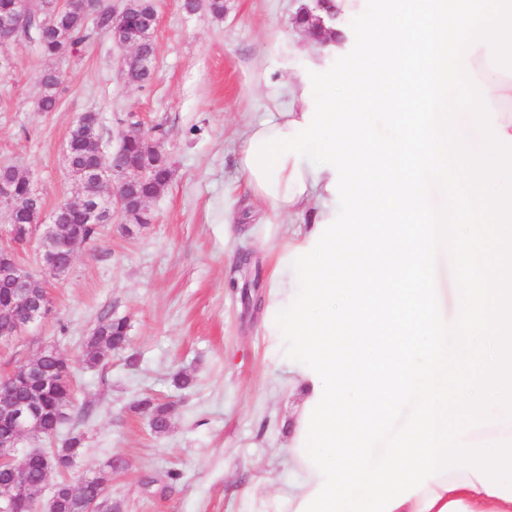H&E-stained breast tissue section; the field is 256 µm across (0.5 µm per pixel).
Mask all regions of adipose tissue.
<instances>
[{"mask_svg":"<svg viewBox=\"0 0 512 512\" xmlns=\"http://www.w3.org/2000/svg\"><path fill=\"white\" fill-rule=\"evenodd\" d=\"M305 88L303 78H296L288 87L289 102L286 109L274 119L247 126L241 140L240 156H247L253 140L280 131H295L297 122L303 121L310 108L303 95ZM239 170L247 191L266 206L265 223H282L291 209L299 207L312 211L309 231H317L320 222L331 219L335 205L327 189L332 178L330 170L317 173L307 163L298 164L294 159H287L278 175L277 193L273 196L259 186L247 165H240ZM296 171L300 172L301 181H292L291 176ZM291 450L295 478L276 495L279 512H296L300 502L314 491L319 482L315 469L310 468L300 457L299 445H292ZM393 512H512V501L487 494L476 476L463 470L429 480L421 492L394 508Z\"/></svg>","mask_w":512,"mask_h":512,"instance_id":"adipose-tissue-1","label":"adipose tissue"}]
</instances>
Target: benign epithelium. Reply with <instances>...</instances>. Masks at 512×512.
Instances as JSON below:
<instances>
[{
    "label": "benign epithelium",
    "mask_w": 512,
    "mask_h": 512,
    "mask_svg": "<svg viewBox=\"0 0 512 512\" xmlns=\"http://www.w3.org/2000/svg\"><path fill=\"white\" fill-rule=\"evenodd\" d=\"M112 38L117 43L131 49V55L139 54L137 46L130 44L122 37L126 25L124 11L112 10ZM300 20L309 23L308 31L312 38L318 39L326 32L322 18L305 9ZM138 137L141 147L136 152L127 151L128 142ZM157 145L150 142L149 136L143 132L134 134L126 131L120 136L117 153L126 155V163L121 167L110 165V158L99 153L98 165L92 175L102 187L109 188L104 202L90 205L84 200L78 202L65 201L57 209H77L84 213L87 222L105 224V217L112 216V206H117L124 216L135 215L127 205L124 196L125 188L133 183L147 179L150 168V155ZM22 207L11 186L0 184V210L13 224L15 213ZM39 241L40 249L53 255L52 262L42 264L41 270L31 272L11 258L12 250L0 251V261L5 263L4 274L10 282L11 292L5 301L6 312L0 313V343L10 342L23 334L27 327L44 319L51 312V298L48 284L51 280L66 273L73 265L76 257L85 248V243L77 238L69 237L57 222L45 224L42 221V209L35 206L31 210V221L25 229L22 240L16 245L23 246L31 240ZM44 352L21 363L13 373L0 381V409L10 421L8 432L0 434V512H30L34 497L41 491L43 482L56 469L58 454H45L34 459L41 466L42 482L32 485L28 482L25 468L18 465L16 447L25 437L38 438L43 429L39 419V394L31 389H22L21 381L37 375L42 376Z\"/></svg>",
    "instance_id": "benign-epithelium-1"
}]
</instances>
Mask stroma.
<instances>
[{"label": "stroma", "instance_id": "1", "mask_svg": "<svg viewBox=\"0 0 512 512\" xmlns=\"http://www.w3.org/2000/svg\"><path fill=\"white\" fill-rule=\"evenodd\" d=\"M307 3L226 0L216 18L207 0L192 12L183 0H154V76L143 86L124 84L130 50L108 35H92L62 60L43 56L25 34L6 51L0 167L30 177L44 214L81 194L64 145L82 113H98L107 153L131 127L161 132L171 165L169 185L146 204L149 223L129 235L115 214L50 286L51 314L0 344L1 377L44 348L78 362L102 314L128 320L126 350L79 365L75 419L18 445L22 455L47 452L81 431V458L64 477L78 482L121 457L107 496L123 512H271L292 480L288 448L304 393L283 337L266 329L265 304L279 247L302 241L305 217L261 223L265 206L241 189L237 151L245 124L274 111L273 90L310 70L313 45L295 23ZM47 71L62 74L52 112L38 109ZM179 374L192 386H176ZM144 395L177 403L165 434L132 411ZM64 477L49 476L33 512Z\"/></svg>", "mask_w": 512, "mask_h": 512}]
</instances>
